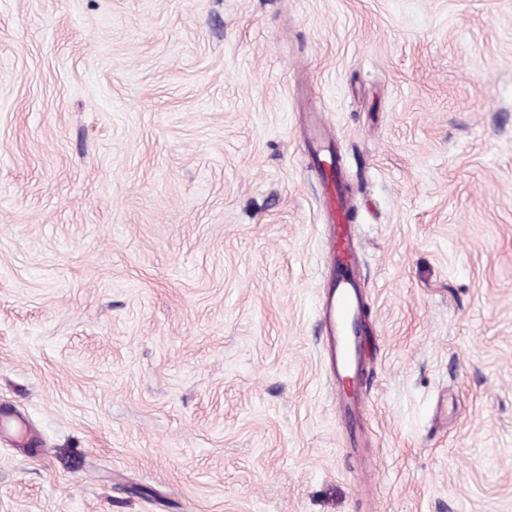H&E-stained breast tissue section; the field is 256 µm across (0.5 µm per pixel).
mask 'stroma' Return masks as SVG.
<instances>
[{
    "mask_svg": "<svg viewBox=\"0 0 512 512\" xmlns=\"http://www.w3.org/2000/svg\"><path fill=\"white\" fill-rule=\"evenodd\" d=\"M4 412L0 512H512V0H0ZM323 182L327 188L323 206L330 219L331 250L321 329L326 359L336 378L339 395L336 407L344 420L349 445L360 448L366 434L362 412L368 393L369 357L365 342L368 327L362 316L363 294L356 274L358 255L352 224H349L348 200L339 187L337 173L329 171Z\"/></svg>",
    "mask_w": 512,
    "mask_h": 512,
    "instance_id": "35a3bbf8",
    "label": "stroma"
}]
</instances>
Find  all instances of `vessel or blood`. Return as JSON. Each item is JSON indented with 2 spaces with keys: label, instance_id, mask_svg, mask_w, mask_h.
I'll list each match as a JSON object with an SVG mask.
<instances>
[{
  "label": "vessel or blood",
  "instance_id": "b4317fda",
  "mask_svg": "<svg viewBox=\"0 0 512 512\" xmlns=\"http://www.w3.org/2000/svg\"><path fill=\"white\" fill-rule=\"evenodd\" d=\"M327 193L323 206L330 219V274L321 307L324 350L336 379L337 408L345 423L351 447H361L365 434L362 412L368 393L366 374L369 357L365 336L367 326L362 316L363 294L356 269L358 255L349 222L348 201L339 187L336 172L323 178Z\"/></svg>",
  "mask_w": 512,
  "mask_h": 512
}]
</instances>
